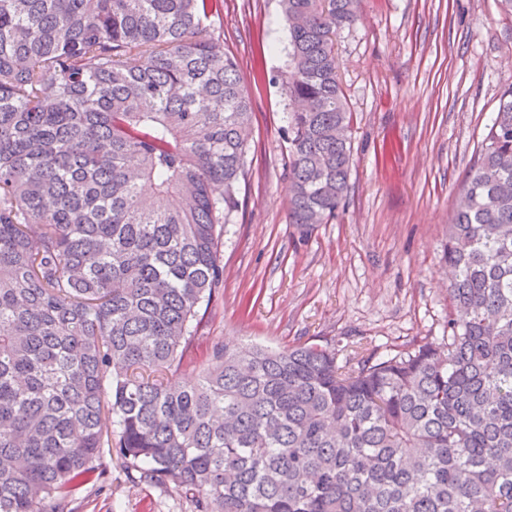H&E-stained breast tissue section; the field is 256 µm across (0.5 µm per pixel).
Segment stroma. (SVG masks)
<instances>
[{
	"instance_id": "1",
	"label": "stroma",
	"mask_w": 512,
	"mask_h": 512,
	"mask_svg": "<svg viewBox=\"0 0 512 512\" xmlns=\"http://www.w3.org/2000/svg\"><path fill=\"white\" fill-rule=\"evenodd\" d=\"M336 39L353 167L336 219L301 236L288 221V31L279 0H224L219 32L253 102L249 181L224 236V294L196 340L442 343L443 262L456 192L501 92L512 87V14L498 0H362ZM262 82H255L256 73ZM78 512H195L174 486L131 479L106 457Z\"/></svg>"
}]
</instances>
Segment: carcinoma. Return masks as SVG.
Segmentation results:
<instances>
[{"label": "carcinoma", "instance_id": "obj_1", "mask_svg": "<svg viewBox=\"0 0 512 512\" xmlns=\"http://www.w3.org/2000/svg\"><path fill=\"white\" fill-rule=\"evenodd\" d=\"M279 2L308 231L349 188L335 46L360 0ZM223 10L0 0V512H76L106 451L197 512H512V87L448 223L444 347L217 342L172 381L249 175Z\"/></svg>", "mask_w": 512, "mask_h": 512}]
</instances>
